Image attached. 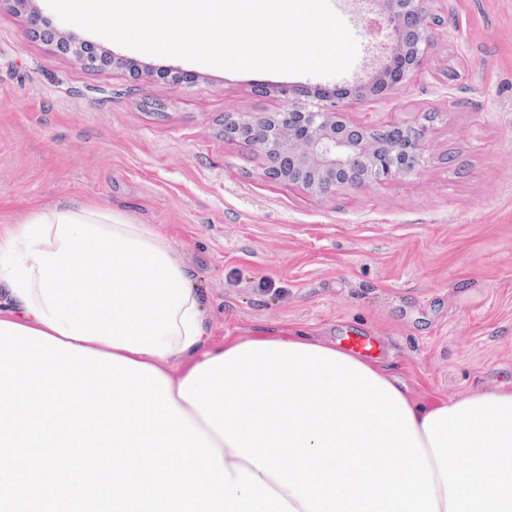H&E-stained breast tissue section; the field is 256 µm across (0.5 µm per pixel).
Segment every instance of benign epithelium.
I'll list each match as a JSON object with an SVG mask.
<instances>
[{"instance_id":"benign-epithelium-1","label":"benign epithelium","mask_w":512,"mask_h":512,"mask_svg":"<svg viewBox=\"0 0 512 512\" xmlns=\"http://www.w3.org/2000/svg\"><path fill=\"white\" fill-rule=\"evenodd\" d=\"M28 14L29 29L67 53L73 35L51 27L33 0H12ZM379 20L372 22L374 39L383 43L386 62L375 72L381 91L395 94L421 69L433 42L427 0H371ZM288 106L281 112L224 115V139L244 141L265 153L267 177L300 184L315 195L344 186L364 187L414 174L426 158L429 127L421 122L363 126L346 118L350 91H323L309 108L300 102L308 90L284 85L266 87Z\"/></svg>"}]
</instances>
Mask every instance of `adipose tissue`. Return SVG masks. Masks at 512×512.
<instances>
[{
	"mask_svg": "<svg viewBox=\"0 0 512 512\" xmlns=\"http://www.w3.org/2000/svg\"><path fill=\"white\" fill-rule=\"evenodd\" d=\"M0 321L153 367L225 467L294 512H512V386L416 396L318 336L215 342L189 269L124 214L55 203L1 224Z\"/></svg>",
	"mask_w": 512,
	"mask_h": 512,
	"instance_id": "ef3b65f1",
	"label": "adipose tissue"
}]
</instances>
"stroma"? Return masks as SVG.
<instances>
[{
  "instance_id": "1",
  "label": "stroma",
  "mask_w": 512,
  "mask_h": 512,
  "mask_svg": "<svg viewBox=\"0 0 512 512\" xmlns=\"http://www.w3.org/2000/svg\"><path fill=\"white\" fill-rule=\"evenodd\" d=\"M434 40L393 97L350 98L364 125L430 122L423 168L328 196L268 178L265 154L226 140L228 112H278L258 84L350 87L384 58L358 21L338 76L218 71L86 30L116 57L88 69L30 36L0 0V218L51 203L126 214L194 273L215 341L285 326L326 340L365 333L414 394L512 385V0H429ZM142 65L133 77L126 61Z\"/></svg>"
}]
</instances>
